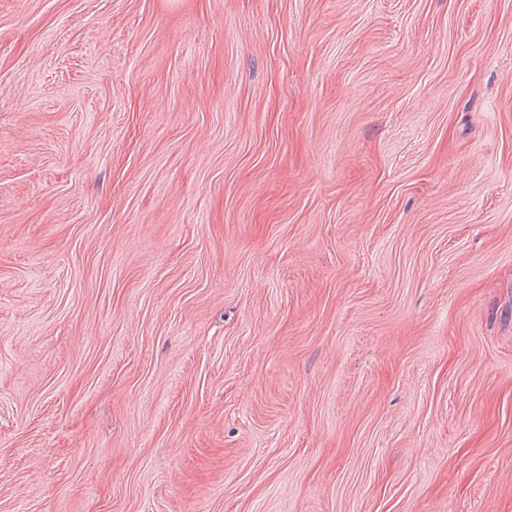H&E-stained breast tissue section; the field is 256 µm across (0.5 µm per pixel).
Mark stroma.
Listing matches in <instances>:
<instances>
[{
	"label": "stroma",
	"mask_w": 512,
	"mask_h": 512,
	"mask_svg": "<svg viewBox=\"0 0 512 512\" xmlns=\"http://www.w3.org/2000/svg\"><path fill=\"white\" fill-rule=\"evenodd\" d=\"M0 512H512V0H0Z\"/></svg>",
	"instance_id": "1"
}]
</instances>
